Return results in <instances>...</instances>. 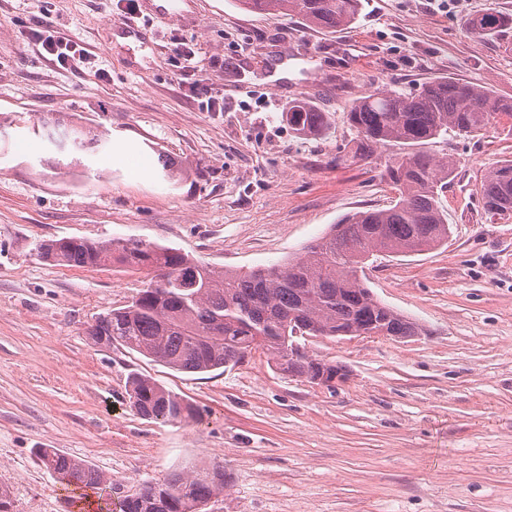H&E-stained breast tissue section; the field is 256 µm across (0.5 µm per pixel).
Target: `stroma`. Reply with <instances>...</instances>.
<instances>
[{
    "label": "stroma",
    "mask_w": 512,
    "mask_h": 512,
    "mask_svg": "<svg viewBox=\"0 0 512 512\" xmlns=\"http://www.w3.org/2000/svg\"><path fill=\"white\" fill-rule=\"evenodd\" d=\"M328 33L236 0H191L143 40L119 28L126 0H0V486L16 512H66L38 448L86 460L133 490L203 463L230 475L212 512H512V218L490 219L480 186L512 159V130L449 131L428 153L456 163L440 195L450 233L436 249L381 256L364 282L419 323L420 335L308 336L310 356L345 377L316 385L263 351L208 373H180L94 344L99 314L128 304L145 271L50 263L37 244L144 238L214 270L304 256L330 225L386 209L401 146L356 155L347 112L374 90L412 93L436 77L512 99V25L491 36L470 18H512V0H362ZM54 22L95 62L79 73L39 56ZM198 71L178 69L176 47ZM223 101L220 112L201 104ZM306 98L329 116L297 135L283 110ZM47 123L32 131L37 117ZM78 126L104 148L64 174L53 146ZM197 404L198 425L141 418L130 373Z\"/></svg>",
    "instance_id": "stroma-1"
}]
</instances>
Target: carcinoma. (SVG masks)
Masks as SVG:
<instances>
[{
    "label": "carcinoma",
    "mask_w": 512,
    "mask_h": 512,
    "mask_svg": "<svg viewBox=\"0 0 512 512\" xmlns=\"http://www.w3.org/2000/svg\"><path fill=\"white\" fill-rule=\"evenodd\" d=\"M246 11L301 17L308 26L335 32L359 16L362 0H238ZM512 18L474 17L471 33L492 35ZM288 125L303 136L328 128V115L305 100L288 103ZM348 120L355 153L400 145L410 152L391 161L387 176L398 191L388 209L356 213L307 248L305 257L249 271L217 273L172 247L144 239L114 238L92 242L70 237L38 246L42 258L75 267L112 262L144 270L150 276L126 306L98 316L87 328L96 344L121 346L180 372H208L242 363L252 351L273 356L283 372L312 383L331 379L342 367L293 349V336H417L421 327L377 300L358 277L377 253L415 254L448 239V219L439 205L455 163L425 151L431 140L454 129L479 133L503 124L512 129V100L484 86L452 77L437 78L416 93L374 91L352 103ZM87 133L76 130L52 140L58 150L85 149ZM483 210L491 218L512 215V159L491 166L480 188ZM127 394L142 418L161 424L195 423L198 406L154 379L133 373ZM35 456L65 491L78 512H207L224 493L220 465L166 479L126 492L84 460L57 448H37Z\"/></svg>",
    "instance_id": "1"
}]
</instances>
